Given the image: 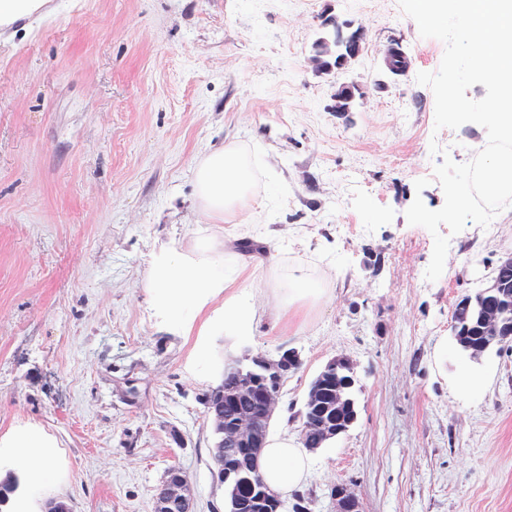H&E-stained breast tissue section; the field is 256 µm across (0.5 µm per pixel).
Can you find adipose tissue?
I'll return each mask as SVG.
<instances>
[{"label": "adipose tissue", "instance_id": "1", "mask_svg": "<svg viewBox=\"0 0 512 512\" xmlns=\"http://www.w3.org/2000/svg\"><path fill=\"white\" fill-rule=\"evenodd\" d=\"M198 198L208 219L224 221L234 217L247 194L248 180L241 158L223 149L208 155L197 167ZM149 285L155 288L163 312L178 319L185 307L204 310L216 297H223L224 319L240 329H249L252 317L244 304L241 281L214 274L209 261L171 246L154 256ZM259 469L268 484L286 494L303 482L306 452L287 432L269 436L259 458Z\"/></svg>", "mask_w": 512, "mask_h": 512}]
</instances>
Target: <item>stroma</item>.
I'll return each instance as SVG.
<instances>
[{
  "instance_id": "stroma-1",
  "label": "stroma",
  "mask_w": 512,
  "mask_h": 512,
  "mask_svg": "<svg viewBox=\"0 0 512 512\" xmlns=\"http://www.w3.org/2000/svg\"><path fill=\"white\" fill-rule=\"evenodd\" d=\"M330 15L363 51L319 76L310 58ZM393 45L400 77L384 67ZM444 51L399 0H55L0 29V442L25 430L53 459L0 512L59 497L73 512H153L173 467L195 512H224L203 396L223 360L290 348L301 366L272 431L298 435L333 356L355 376L356 423L309 456L312 512H335L338 483L363 512H512V344L474 362L450 332L456 300L512 256V206L490 234L471 223L453 235L428 284L434 239L406 218L418 197L442 207L436 165L469 162L488 140L474 123L435 127L416 77ZM226 148L250 163L236 235L263 242L254 256L196 196L197 165ZM170 242L214 248L221 275L248 265L251 334L213 324L199 352L159 318L148 273ZM298 269L319 297L284 334L272 318Z\"/></svg>"
}]
</instances>
